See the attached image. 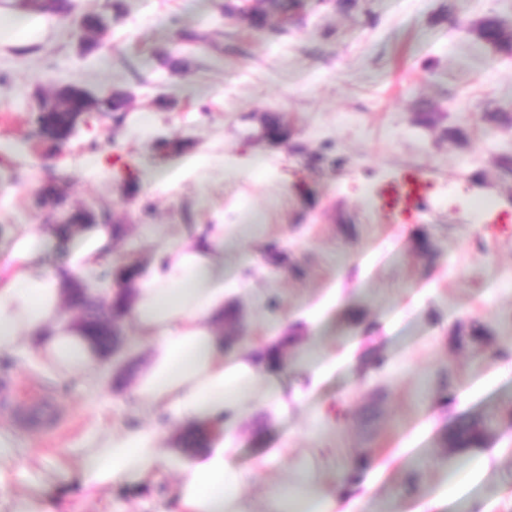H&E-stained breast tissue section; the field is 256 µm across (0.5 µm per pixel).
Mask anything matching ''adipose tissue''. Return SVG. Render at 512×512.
Instances as JSON below:
<instances>
[{
  "label": "adipose tissue",
  "mask_w": 512,
  "mask_h": 512,
  "mask_svg": "<svg viewBox=\"0 0 512 512\" xmlns=\"http://www.w3.org/2000/svg\"><path fill=\"white\" fill-rule=\"evenodd\" d=\"M49 228H17L13 258L17 268L0 280V356L33 353L36 364L67 378L94 377L98 346L63 312L69 277L96 285L111 255L112 229L91 226L71 248L65 265L49 271L41 263ZM224 227L211 225L191 243L166 247L155 270L138 282L128 316L135 321L148 362L134 376L133 390L145 413L162 412L183 429L206 435L205 446L177 474L175 512H250L243 491L253 472L235 468L232 446L224 442V415L242 416L251 407L244 395L262 375L249 347L227 349L215 321L224 314ZM49 332L42 347L31 337ZM14 454L8 434H0V505L8 512H53L43 496L46 478L35 472L25 491L11 492L3 475ZM166 452L151 426L104 425L77 456L58 465L55 475H77L87 496L114 484L157 480Z\"/></svg>",
  "instance_id": "1"
}]
</instances>
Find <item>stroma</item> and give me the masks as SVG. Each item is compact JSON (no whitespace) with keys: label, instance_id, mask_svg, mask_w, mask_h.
Listing matches in <instances>:
<instances>
[{"label":"stroma","instance_id":"35a3bbf8","mask_svg":"<svg viewBox=\"0 0 512 512\" xmlns=\"http://www.w3.org/2000/svg\"><path fill=\"white\" fill-rule=\"evenodd\" d=\"M226 0H74L71 15L43 30L36 7L23 11L15 40L0 44V276L13 267V231L47 224L37 195L61 179L73 207L104 209L123 228L115 264L148 270L170 242L222 224L234 240L225 256V306L235 308L242 345L266 349L293 337L289 363L264 371L260 388L285 403L226 418L224 437L246 468L267 458L243 495L252 512L266 496L296 499L318 490L352 512H386L394 499L415 512L423 500L449 512L442 439L458 419L492 415L481 453L490 470L474 492L488 512H512V220L485 224L471 202L496 199L512 217V123L489 128L485 113L512 116V55L481 40L480 21L498 17L512 33V0H299L289 21L260 31L225 14ZM111 11L102 51L82 54L76 21ZM191 33L216 45L192 44ZM189 55L170 70L163 55ZM131 98L123 121L92 114L52 150L32 139L37 95L60 85ZM280 112L287 140L261 133ZM152 114L149 134L139 131ZM105 159L86 165L94 145ZM154 166L159 181L129 190L118 163ZM421 168L425 207L389 221L376 192ZM153 212L143 215V202ZM353 232H345V225ZM434 247L417 251L421 238ZM286 262L267 257L268 245ZM479 324L484 342H457V326ZM127 354L100 364L103 384L43 373L23 358L0 370V430L15 454L6 471L25 490L32 466L54 468L106 423L158 428L164 447L181 431L142 413L128 394L146 360L130 319ZM386 364L374 370L372 360ZM56 406L54 428L24 420L31 392ZM369 455L348 485L334 469L355 449ZM177 467L159 480L118 485L86 499L77 479L51 482L46 496L67 512H162Z\"/></svg>","mask_w":512,"mask_h":512}]
</instances>
